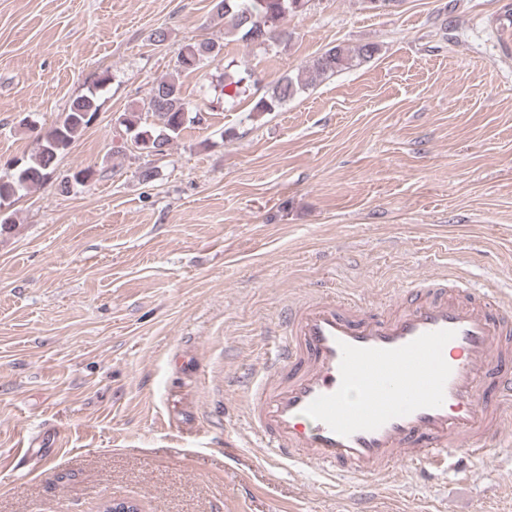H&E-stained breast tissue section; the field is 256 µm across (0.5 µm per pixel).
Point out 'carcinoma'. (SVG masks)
<instances>
[{"label":"carcinoma","instance_id":"carcinoma-1","mask_svg":"<svg viewBox=\"0 0 512 512\" xmlns=\"http://www.w3.org/2000/svg\"><path fill=\"white\" fill-rule=\"evenodd\" d=\"M295 0H214L212 11L224 20V28L240 35L247 44H266L281 39L286 16L297 12ZM224 45L210 40L188 44L179 53L175 74L158 81L152 88L144 109L131 108L123 112L120 125L134 149L161 154L185 129L188 123L201 121V113L190 116L182 93L179 75L202 67L205 61L217 58ZM378 52L374 44L356 48L337 44L324 49L292 75L279 79L267 92L255 98L251 112L262 114L275 108L337 73L359 67L371 61ZM109 76L97 80L88 93L74 98L62 120L39 136L38 151L15 165L9 176L0 177V206L21 190L43 184L51 178L55 160L74 142L98 112V92ZM94 172L90 168L75 171L62 180L60 190L69 191L71 184L88 182Z\"/></svg>","mask_w":512,"mask_h":512}]
</instances>
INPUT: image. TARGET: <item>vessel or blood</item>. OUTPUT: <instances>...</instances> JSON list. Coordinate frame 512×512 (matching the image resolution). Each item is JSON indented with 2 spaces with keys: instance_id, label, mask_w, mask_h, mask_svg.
I'll use <instances>...</instances> for the list:
<instances>
[{
  "instance_id": "b4317fda",
  "label": "vessel or blood",
  "mask_w": 512,
  "mask_h": 512,
  "mask_svg": "<svg viewBox=\"0 0 512 512\" xmlns=\"http://www.w3.org/2000/svg\"><path fill=\"white\" fill-rule=\"evenodd\" d=\"M494 290L448 278L378 313L310 299L288 312L247 395V426L272 461L365 481L403 459L447 468L461 436L481 458L512 410V318Z\"/></svg>"
}]
</instances>
